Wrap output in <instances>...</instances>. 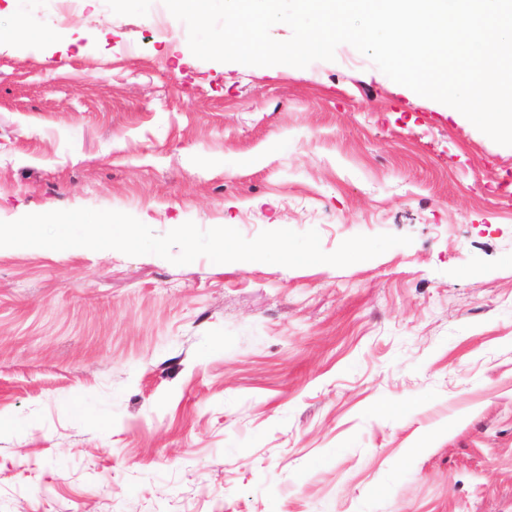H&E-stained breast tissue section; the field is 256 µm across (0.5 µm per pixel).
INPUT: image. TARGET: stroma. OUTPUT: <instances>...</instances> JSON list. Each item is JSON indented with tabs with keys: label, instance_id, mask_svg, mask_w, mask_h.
Here are the masks:
<instances>
[{
	"label": "stroma",
	"instance_id": "1",
	"mask_svg": "<svg viewBox=\"0 0 512 512\" xmlns=\"http://www.w3.org/2000/svg\"><path fill=\"white\" fill-rule=\"evenodd\" d=\"M0 47V221L411 236L338 268L0 247V512H512V147L348 44L196 58L91 0ZM256 164H249V157Z\"/></svg>",
	"mask_w": 512,
	"mask_h": 512
}]
</instances>
